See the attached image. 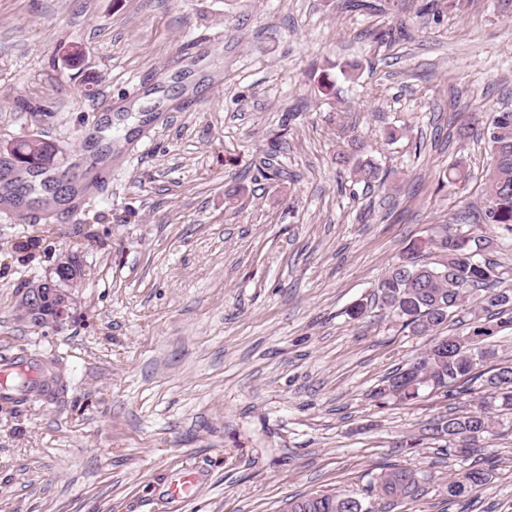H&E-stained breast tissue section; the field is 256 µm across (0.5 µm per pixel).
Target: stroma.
Returning <instances> with one entry per match:
<instances>
[{
  "label": "stroma",
  "instance_id": "35a3bbf8",
  "mask_svg": "<svg viewBox=\"0 0 512 512\" xmlns=\"http://www.w3.org/2000/svg\"><path fill=\"white\" fill-rule=\"evenodd\" d=\"M373 2L0 0V146L112 142L100 197L0 219V356L58 358L68 382L0 403V512H282L393 465L423 493L374 512H512V419L481 451L491 481L452 500L459 463L420 436L470 396L374 397L429 343L378 279L482 206L489 155L459 130L512 112V0ZM359 141L382 181L337 166ZM458 161L466 182L439 187ZM69 250L72 316L32 329L21 297Z\"/></svg>",
  "mask_w": 512,
  "mask_h": 512
}]
</instances>
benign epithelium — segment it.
<instances>
[{
  "label": "benign epithelium",
  "mask_w": 512,
  "mask_h": 512,
  "mask_svg": "<svg viewBox=\"0 0 512 512\" xmlns=\"http://www.w3.org/2000/svg\"><path fill=\"white\" fill-rule=\"evenodd\" d=\"M84 276L79 260L70 255L60 258L45 280L26 290L20 319L36 330L61 326L72 317L70 289Z\"/></svg>",
  "instance_id": "1"
}]
</instances>
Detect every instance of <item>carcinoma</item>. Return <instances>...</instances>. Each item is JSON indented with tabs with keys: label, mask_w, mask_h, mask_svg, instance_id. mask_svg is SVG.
<instances>
[{
	"label": "carcinoma",
	"mask_w": 512,
	"mask_h": 512,
	"mask_svg": "<svg viewBox=\"0 0 512 512\" xmlns=\"http://www.w3.org/2000/svg\"><path fill=\"white\" fill-rule=\"evenodd\" d=\"M460 136H476L488 142L492 157L485 173L481 208L483 227L464 230L444 224L432 235L409 243L400 260L378 281L377 298L401 326L415 336L431 337L429 346L383 380L374 397L404 403L430 390L451 398L474 391L470 382H480L481 397L465 413L439 416L424 428L427 439H446L455 452L467 448L469 460L499 424V413L512 411V362L499 359L497 345L490 341L499 332L512 330V286L504 285L503 272L484 252L494 241L512 246V112H501L489 127H466ZM58 149L37 138L12 144L14 160L0 159V206L20 208L25 198L51 204L76 192L73 179L60 172L55 161ZM336 163L349 168L357 180L371 183L383 179L380 167L369 158L341 153ZM438 254L435 262H423L426 253ZM467 311V331L444 332L457 311ZM489 366L486 372L478 371ZM45 379L38 382L24 371H12L6 383L27 396H44L61 389L59 374L41 363ZM491 472L477 462L448 477V499L479 492ZM425 476L407 467H391L370 482L369 493L381 499L421 495ZM288 512H371L364 500L353 494L319 492L292 498Z\"/></svg>",
	"instance_id": "obj_1"
}]
</instances>
